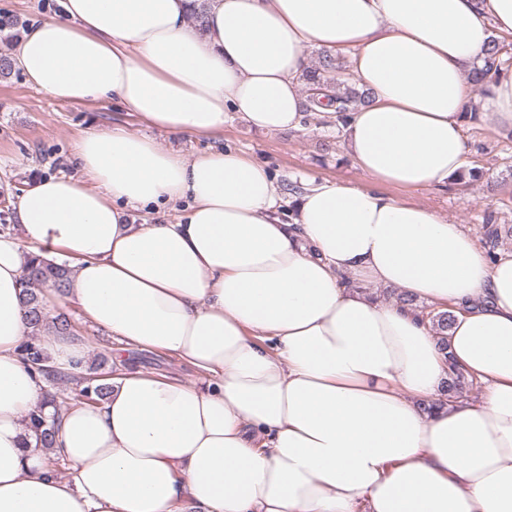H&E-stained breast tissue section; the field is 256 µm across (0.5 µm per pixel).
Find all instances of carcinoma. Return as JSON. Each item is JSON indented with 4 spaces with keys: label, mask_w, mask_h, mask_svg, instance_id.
Segmentation results:
<instances>
[{
    "label": "carcinoma",
    "mask_w": 512,
    "mask_h": 512,
    "mask_svg": "<svg viewBox=\"0 0 512 512\" xmlns=\"http://www.w3.org/2000/svg\"><path fill=\"white\" fill-rule=\"evenodd\" d=\"M512 44L508 43L506 38L495 37L491 39L485 64L476 69L471 76V83L477 87L493 81L502 69V58L512 55L508 48ZM350 74L345 72L339 58L331 53L323 54L317 65L308 69L303 74V81L307 91L312 92L318 88H327L332 92V96L327 101H322L314 96H309L310 111H315V106L323 103L334 107V112L345 113L355 110L357 107L365 104L369 100L368 93L359 91L349 85ZM485 244L488 245V253L494 254L495 242L499 237L498 224L494 215L489 214L485 219L484 225ZM72 269L66 264H59L48 258L35 257L24 268L22 275L23 284V302L29 316L30 325L33 332L32 339L28 340L22 349L24 360L33 369L38 371L46 380L54 383L57 381L56 374L48 368L47 357L44 355L39 344L33 340V337L39 335L40 331L47 325L62 332H69L74 329V325L65 314H59L53 318L52 322H47V315L44 311L42 298L38 291L41 288H50L55 292L64 295L67 292L71 281ZM422 316L429 319L436 333L439 334L438 340L442 349H447V337L445 332L451 326L454 315L450 310L430 309L422 311ZM112 373L83 374L74 378L76 389L67 394L57 395L55 393H46L45 404L55 405L57 403L66 406H91L99 404L107 395ZM472 386V382L460 369L452 366L448 381L444 387V393L453 398L461 394L466 388ZM29 426L35 439V447L45 450L52 449L54 443L56 427L54 421L45 417L42 412H33L29 415Z\"/></svg>",
    "instance_id": "obj_1"
}]
</instances>
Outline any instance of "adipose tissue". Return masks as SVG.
Here are the masks:
<instances>
[{"label":"adipose tissue","mask_w":512,"mask_h":512,"mask_svg":"<svg viewBox=\"0 0 512 512\" xmlns=\"http://www.w3.org/2000/svg\"><path fill=\"white\" fill-rule=\"evenodd\" d=\"M59 2L16 48L30 84L188 137L234 112L298 128L306 48L349 55L371 100L346 121L347 155L370 183L309 181L287 212L276 176L237 150L190 160L121 125L85 131L78 176L35 180L24 238L0 235V512H512V252L489 259L462 225L381 190L466 169L467 114L512 130V73L480 96L468 79L512 35V0ZM136 208L159 217L127 223ZM31 254L71 262L70 298L122 347L206 378L113 376L104 402L59 417L64 477L28 427L53 412L18 352ZM365 284L453 309L447 351ZM39 342L83 372L81 336ZM453 364L479 401L443 397Z\"/></svg>","instance_id":"1"}]
</instances>
